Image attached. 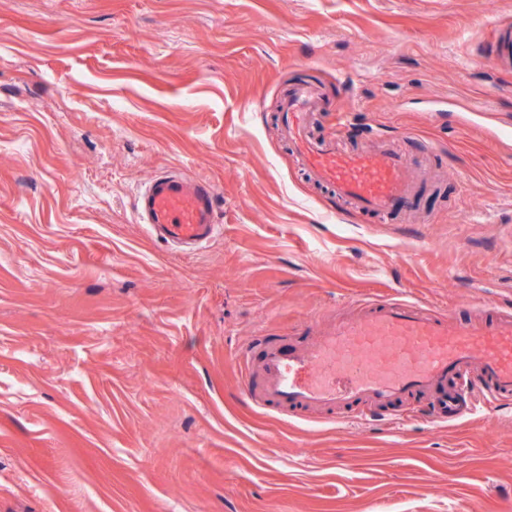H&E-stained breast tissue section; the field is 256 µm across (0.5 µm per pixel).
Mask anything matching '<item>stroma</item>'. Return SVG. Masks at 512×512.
Listing matches in <instances>:
<instances>
[{
	"instance_id": "obj_1",
	"label": "stroma",
	"mask_w": 512,
	"mask_h": 512,
	"mask_svg": "<svg viewBox=\"0 0 512 512\" xmlns=\"http://www.w3.org/2000/svg\"><path fill=\"white\" fill-rule=\"evenodd\" d=\"M512 0H0V512H512V406L453 424L248 402L254 337L401 296L512 308ZM388 136L409 215L349 211L279 130ZM448 98L457 110H435ZM176 169L221 230L182 251L136 212Z\"/></svg>"
}]
</instances>
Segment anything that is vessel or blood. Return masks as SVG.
<instances>
[{"instance_id": "1", "label": "vessel or blood", "mask_w": 512, "mask_h": 512, "mask_svg": "<svg viewBox=\"0 0 512 512\" xmlns=\"http://www.w3.org/2000/svg\"><path fill=\"white\" fill-rule=\"evenodd\" d=\"M314 85L283 99L282 132L311 180L352 210L379 217L406 212L418 185L394 140L373 151L344 150L311 132L318 107ZM215 190L206 180L157 174L137 212L165 242L199 245L217 232ZM475 320L404 299L363 300L306 347L272 344L261 357L243 352L240 369L249 401L288 416L321 410L385 416L398 401L432 402L435 420L465 418L479 400H512V312L475 303Z\"/></svg>"}]
</instances>
